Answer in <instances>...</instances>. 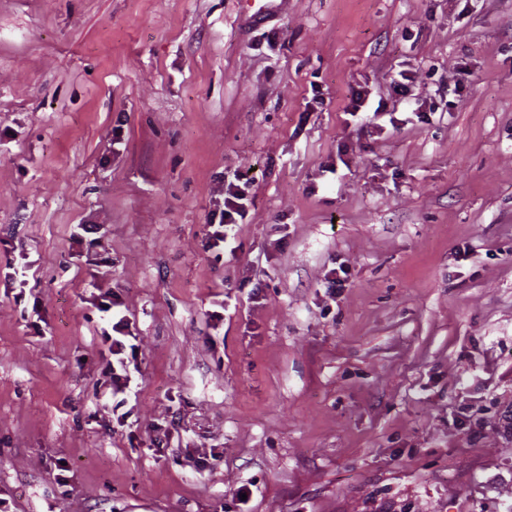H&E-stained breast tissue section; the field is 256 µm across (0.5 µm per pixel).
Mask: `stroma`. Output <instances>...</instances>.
<instances>
[{
	"label": "stroma",
	"mask_w": 512,
	"mask_h": 512,
	"mask_svg": "<svg viewBox=\"0 0 512 512\" xmlns=\"http://www.w3.org/2000/svg\"><path fill=\"white\" fill-rule=\"evenodd\" d=\"M511 415L512 0H0L11 512H512ZM228 195L227 199H224V212L219 217V222L216 224H210L211 230L207 241L208 250L224 251V242L228 239L234 238V230L236 226L237 215L243 218L245 215L246 204L239 202L247 200L244 190L240 189L239 185L235 184L234 181L230 180L228 183ZM120 306L121 304L116 300L104 299L98 304L97 309L103 314L102 319L111 324L113 333L115 332L123 337H133L124 333L127 323L125 321V316L121 315L118 310ZM103 335L106 341H111L108 351L112 356V360L106 359L103 374L109 377L112 382V397L114 398V396L124 393L130 385L131 380L128 370L131 361H136L137 350L135 344H130V358L128 356L126 358L119 357L116 359L115 364L114 356L125 354L127 346L124 341L114 337L106 329H103Z\"/></svg>",
	"instance_id": "stroma-1"
}]
</instances>
